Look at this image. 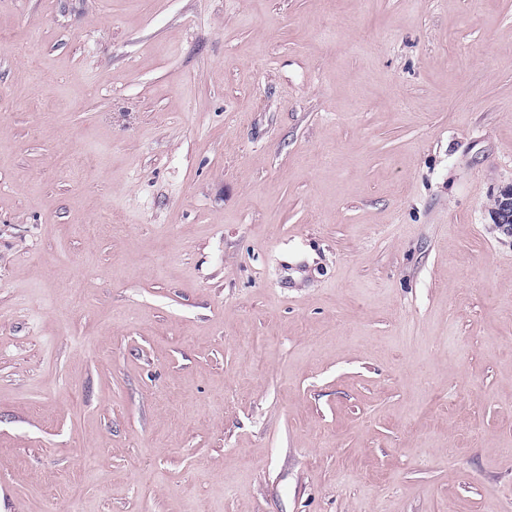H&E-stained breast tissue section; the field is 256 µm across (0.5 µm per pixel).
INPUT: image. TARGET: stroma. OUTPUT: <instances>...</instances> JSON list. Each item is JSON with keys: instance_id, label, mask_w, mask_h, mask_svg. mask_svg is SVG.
I'll return each instance as SVG.
<instances>
[{"instance_id": "stroma-1", "label": "stroma", "mask_w": 512, "mask_h": 512, "mask_svg": "<svg viewBox=\"0 0 512 512\" xmlns=\"http://www.w3.org/2000/svg\"><path fill=\"white\" fill-rule=\"evenodd\" d=\"M511 183L512 0H0V512H512ZM490 216L503 234L512 236V184L501 187L493 197Z\"/></svg>"}]
</instances>
